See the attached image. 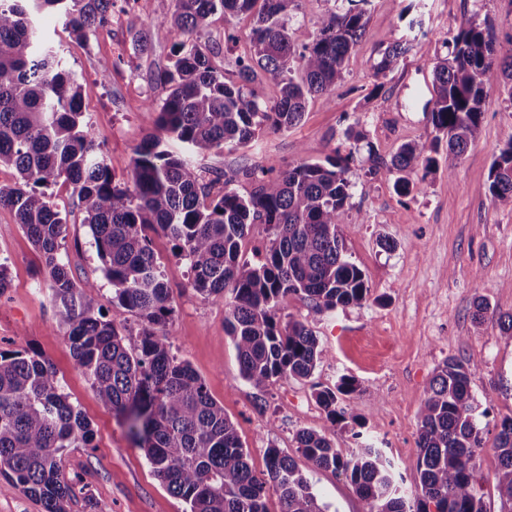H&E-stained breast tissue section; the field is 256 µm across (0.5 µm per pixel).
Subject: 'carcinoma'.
<instances>
[{
  "mask_svg": "<svg viewBox=\"0 0 512 512\" xmlns=\"http://www.w3.org/2000/svg\"><path fill=\"white\" fill-rule=\"evenodd\" d=\"M369 2L339 0L312 41L299 48L290 29L299 0H175L165 20L173 36L171 64L156 78L163 95L151 102L158 134L137 146L130 181L121 182L98 151L60 48L36 35L33 19L54 7L71 33L86 37L112 22L114 0H0V165L17 172L13 185L0 187V207L15 212L45 258L55 317L68 329L77 368L187 512H269L271 490L279 512H326L281 449L265 450L266 470L250 466L224 406L158 333L172 308L148 232L174 242L197 294L224 302V332L245 381L263 387L282 376L312 375L323 355L317 337L302 322L281 324L276 308L290 295L307 299L317 314L369 297L362 270L344 257L339 229L352 198V153L336 148L323 163L258 165L209 181L190 156L228 143L246 146L265 129L297 125L309 99L328 98L343 80L345 62L362 41ZM218 10L254 14L249 49L237 59L233 78L212 67L205 41L208 19ZM443 45L446 54L434 55L435 135L402 144L385 164L405 197L424 189L442 148L453 173L455 160L477 137L495 72L509 81L512 99V53L500 55L480 25L462 24ZM430 47L415 35L386 47L373 64L374 77ZM261 84L277 95L260 96ZM241 177L252 184L244 194L233 188ZM489 179L493 200L512 203V142L495 156ZM66 183L112 284L111 302L135 316V331L105 319L91 298L96 284L76 283L62 261L67 221L48 189ZM255 224L272 228L274 238L255 262L242 261V242ZM476 370L474 363L450 358L430 381L418 422L421 497L414 506L379 448L338 450L326 435L304 429L296 436L298 449L316 467L348 476L365 512H484L473 464L482 447L472 393ZM355 390V379L344 375L336 389L320 390L316 398L332 422H355L342 402ZM92 439L90 422L62 391L44 354L0 349V490L34 496L45 512H69L74 485L61 473L60 455ZM494 452L500 512H512V417L502 420Z\"/></svg>",
  "mask_w": 512,
  "mask_h": 512,
  "instance_id": "carcinoma-1",
  "label": "carcinoma"
}]
</instances>
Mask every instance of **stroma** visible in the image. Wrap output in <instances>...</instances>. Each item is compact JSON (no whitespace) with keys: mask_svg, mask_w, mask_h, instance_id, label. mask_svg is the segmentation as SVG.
I'll list each match as a JSON object with an SVG mask.
<instances>
[{"mask_svg":"<svg viewBox=\"0 0 512 512\" xmlns=\"http://www.w3.org/2000/svg\"><path fill=\"white\" fill-rule=\"evenodd\" d=\"M420 20L433 47H441L464 22L481 25L497 46L512 49V0H371L364 38L345 63L344 79L329 99L309 100L302 121L286 131L262 132L248 146L196 157L205 179L243 166L321 162L343 141L345 128L359 123L368 141L350 162L352 208L340 226L344 255L363 272L370 290L362 305L325 314L291 295L280 306L281 322L308 325L324 351L306 379L281 377L257 388L241 378L236 351L224 332V304L202 298L190 285L184 262L163 234L152 247L171 289L172 314L162 327L172 354L190 364L210 395L224 407L249 452L253 469L265 468V450L275 446L292 456L310 479L328 512H363L364 502L349 478L317 469L297 451L296 435L308 429L326 434L336 448L355 445L354 433L373 440L393 460L410 497L420 493L417 428L429 382L450 358L476 363L472 392L483 439L474 464L476 494L485 512H500L499 463L493 450L504 417L512 416V339L501 336L499 316L512 314V204L489 193V169L499 149L512 142V98L491 81L475 141L456 165L440 160L423 191L399 195L387 170L371 173L373 160L390 161L406 142L433 136L426 108L434 57L412 53L382 81L378 96L372 64L379 50L409 37L403 7ZM174 0H118L108 26L87 40L66 30L46 8L36 18L43 37L62 45L68 68L80 86L82 110L102 153L119 179H126L136 146L156 133L148 109L161 91L154 76L169 63L172 36L164 21ZM250 16H210L206 39L214 67L232 76L246 52ZM143 33L146 50L134 48ZM112 65L101 76V62ZM65 204L68 235L61 258L75 281H95V306L117 326H136L135 317L110 301L92 237L72 190L57 186ZM392 248H383L380 237ZM0 259L7 260L10 286L0 297V347L33 348L53 363L61 388L91 423L88 448L61 455L62 474L75 485L69 512H186L154 475L142 451L86 376L76 368L65 330L54 316L45 264L16 220L0 208ZM489 312L483 324L472 318L478 299ZM355 379L344 401L357 422H331L316 393L335 388L341 376Z\"/></svg>","mask_w":512,"mask_h":512,"instance_id":"obj_1","label":"stroma"}]
</instances>
